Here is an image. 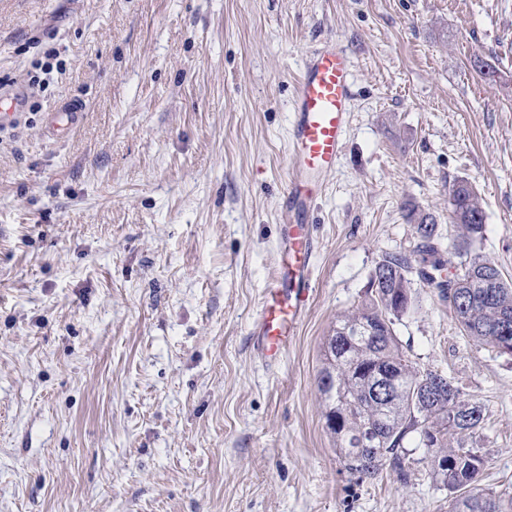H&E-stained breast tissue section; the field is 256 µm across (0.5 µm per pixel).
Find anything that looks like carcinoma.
Listing matches in <instances>:
<instances>
[{"label": "carcinoma", "mask_w": 512, "mask_h": 512, "mask_svg": "<svg viewBox=\"0 0 512 512\" xmlns=\"http://www.w3.org/2000/svg\"><path fill=\"white\" fill-rule=\"evenodd\" d=\"M453 223L466 230L465 247L482 238L485 214L481 198L465 181L452 186ZM420 239L418 258L391 255L375 267L367 300L336 319L323 346L325 367L318 380L326 403V428L336 439L344 467L361 479L386 469L401 475L410 459L403 443L420 434L432 476L449 492L448 512H512V494L482 485V449L447 447L448 434L474 435L483 428L481 406L461 397L450 378L412 362L399 344L394 326L412 306L414 264L438 270L434 258L436 222L428 213H412ZM448 307L462 332L474 341L512 355V283L480 255L470 256L461 273L448 281ZM392 381L385 397L378 377Z\"/></svg>", "instance_id": "obj_1"}]
</instances>
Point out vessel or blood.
I'll return each mask as SVG.
<instances>
[{
    "label": "vessel or blood",
    "instance_id": "b4317fda",
    "mask_svg": "<svg viewBox=\"0 0 512 512\" xmlns=\"http://www.w3.org/2000/svg\"><path fill=\"white\" fill-rule=\"evenodd\" d=\"M352 100L347 50L330 42L309 54L293 99L278 261L250 327L257 354L270 361L279 359L287 348L312 299L316 239L307 214L343 154ZM81 113L78 104L55 108L48 114L50 130L68 133L78 125Z\"/></svg>",
    "mask_w": 512,
    "mask_h": 512
}]
</instances>
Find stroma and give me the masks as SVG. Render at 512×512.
<instances>
[{"mask_svg": "<svg viewBox=\"0 0 512 512\" xmlns=\"http://www.w3.org/2000/svg\"><path fill=\"white\" fill-rule=\"evenodd\" d=\"M342 44L346 145L311 218V304L275 365L249 327L277 260L295 81ZM55 48L44 92L23 98ZM497 71L496 80L481 65ZM0 512H448L418 434L406 478L336 454L318 379L336 318L448 193L512 282V0H0ZM82 102L50 136L47 115ZM406 355L485 414V486L512 492V356L414 281ZM465 181L457 182L450 191V206L455 224L465 228L466 241L464 249L468 251L474 242L482 238L485 214L481 198Z\"/></svg>", "mask_w": 512, "mask_h": 512, "instance_id": "obj_1", "label": "stroma"}]
</instances>
